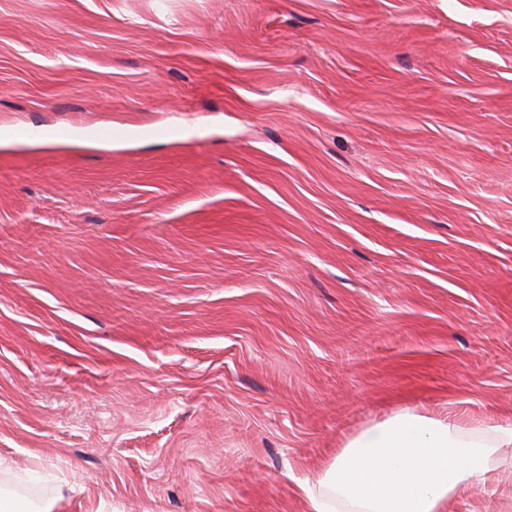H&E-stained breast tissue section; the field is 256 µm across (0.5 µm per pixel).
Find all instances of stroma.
Here are the masks:
<instances>
[{"label": "stroma", "mask_w": 512, "mask_h": 512, "mask_svg": "<svg viewBox=\"0 0 512 512\" xmlns=\"http://www.w3.org/2000/svg\"><path fill=\"white\" fill-rule=\"evenodd\" d=\"M405 408L512 423V0H0V486L310 512Z\"/></svg>", "instance_id": "obj_1"}]
</instances>
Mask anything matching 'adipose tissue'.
I'll return each mask as SVG.
<instances>
[{"label":"adipose tissue","instance_id":"1","mask_svg":"<svg viewBox=\"0 0 512 512\" xmlns=\"http://www.w3.org/2000/svg\"><path fill=\"white\" fill-rule=\"evenodd\" d=\"M512 446V425L491 424L484 434L403 410L351 436L327 465L323 490L310 494L312 512H446L467 482L493 479L492 454Z\"/></svg>","mask_w":512,"mask_h":512}]
</instances>
